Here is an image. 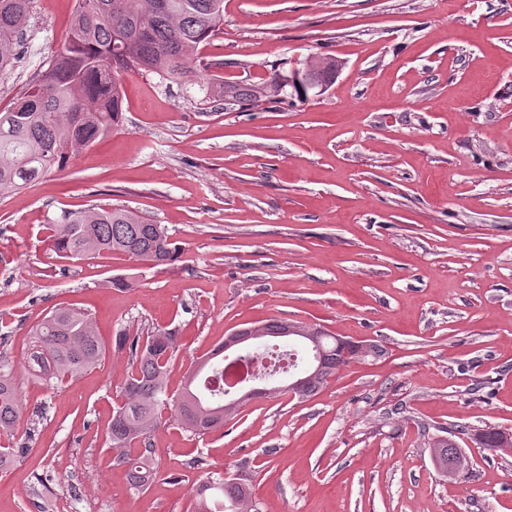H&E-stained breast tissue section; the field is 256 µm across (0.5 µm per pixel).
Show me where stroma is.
<instances>
[{
    "mask_svg": "<svg viewBox=\"0 0 512 512\" xmlns=\"http://www.w3.org/2000/svg\"><path fill=\"white\" fill-rule=\"evenodd\" d=\"M75 6L33 0L0 110L47 68ZM199 55L240 83L323 56L342 69L320 96L247 112L201 108L199 73L124 75L111 135L0 196V356L24 359L28 328L62 303L108 344L175 330L174 390L196 356L273 317L384 353L304 402H250L203 436L160 430L144 493L104 444L118 354L54 388L23 379L0 512H58L74 490V512H100L87 491L107 473L123 512H186L192 480L242 469L260 512H512V455L460 436L473 465L448 481L422 448L459 424L512 431V0H224ZM92 205L166 225L181 258H56L43 224ZM115 275L135 287H101Z\"/></svg>",
    "mask_w": 512,
    "mask_h": 512,
    "instance_id": "1",
    "label": "stroma"
}]
</instances>
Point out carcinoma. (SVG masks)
<instances>
[{
	"mask_svg": "<svg viewBox=\"0 0 512 512\" xmlns=\"http://www.w3.org/2000/svg\"><path fill=\"white\" fill-rule=\"evenodd\" d=\"M32 0H0V75L15 61V46L27 26ZM224 24V0H77L64 45L25 95L0 112V194L17 192L44 174L65 169L71 158L106 136L122 116V77L127 73L157 74L177 81L194 69L210 65L199 60L200 44ZM316 86L329 87L338 60L323 57L302 66ZM282 73L250 84L208 80L206 85L226 106H256L283 101ZM49 249L69 259L118 253L147 267L169 264L181 254L168 228L136 209L91 206L63 210L44 225ZM25 375L43 383L62 384L99 368L106 348L93 315L73 305H57L28 330ZM178 349L177 336L156 329L145 336L121 331L114 351L128 355L129 372L105 431L112 466L125 469L131 489L150 488L158 474L151 440L166 425L194 435L219 430L242 408L240 394L224 387V343L190 364L181 388L170 391L169 376ZM314 354L294 398L305 400L328 385L337 372L359 358L354 345L327 329L295 320L271 319L244 354L261 353L291 361L281 369L266 368L260 378L274 381L298 370ZM20 375L0 360V472L17 462L11 440L23 413L17 391ZM483 448L512 449V434L489 427L478 432ZM430 459L445 477L468 468L467 456L448 438L426 442ZM189 512H258L252 477L210 478L192 484Z\"/></svg>",
	"mask_w": 512,
	"mask_h": 512,
	"instance_id": "1",
	"label": "carcinoma"
}]
</instances>
